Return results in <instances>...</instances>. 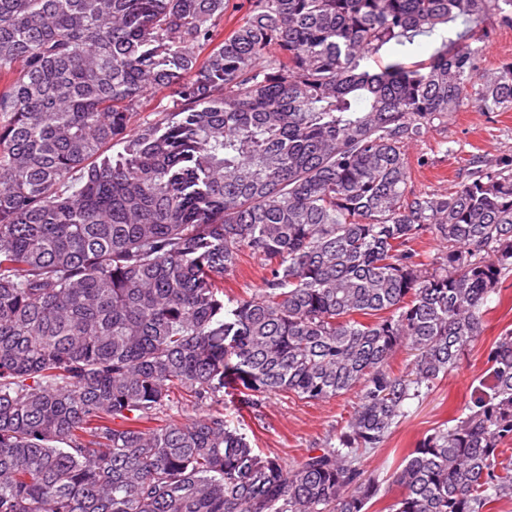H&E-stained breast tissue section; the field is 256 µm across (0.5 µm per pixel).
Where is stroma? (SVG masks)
<instances>
[{
    "instance_id": "1",
    "label": "stroma",
    "mask_w": 512,
    "mask_h": 512,
    "mask_svg": "<svg viewBox=\"0 0 512 512\" xmlns=\"http://www.w3.org/2000/svg\"><path fill=\"white\" fill-rule=\"evenodd\" d=\"M504 155H512V111L482 112L470 107L436 127L411 149L410 186L417 192L445 191L465 180L474 157L491 159ZM264 274L259 259L243 257L224 279L225 299L251 295L260 287ZM504 286L508 291L506 298L493 304L482 335L464 353L459 368L422 399L411 401L388 441L363 455L364 468L378 474L380 481L389 479L400 464L404 449L433 433L467 404L472 385L487 369L490 348L501 333L512 329V277ZM359 394V389L354 388L322 402L272 395L264 398L260 411L253 412L228 393L224 396V421L238 428L256 453L292 463L301 460L309 450L335 442Z\"/></svg>"
}]
</instances>
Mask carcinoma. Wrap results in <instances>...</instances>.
Wrapping results in <instances>:
<instances>
[{
    "instance_id": "cac0c4a2",
    "label": "carcinoma",
    "mask_w": 512,
    "mask_h": 512,
    "mask_svg": "<svg viewBox=\"0 0 512 512\" xmlns=\"http://www.w3.org/2000/svg\"><path fill=\"white\" fill-rule=\"evenodd\" d=\"M228 7L0 0V512H369L395 489L380 512H493L512 330L391 483L361 458L512 275V157L417 193L408 154L470 106L512 110V61L482 70L512 0H243L222 37ZM457 20L427 58L367 68ZM171 85L177 111L139 118ZM244 252L265 275L228 307ZM357 385L337 444L289 465L219 409L226 389L252 409ZM176 391L203 412L168 417Z\"/></svg>"
}]
</instances>
